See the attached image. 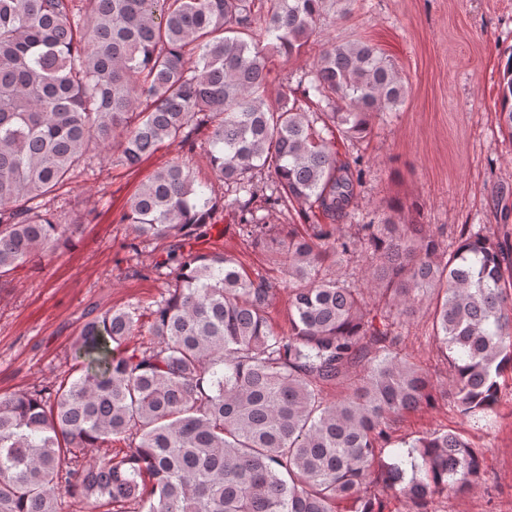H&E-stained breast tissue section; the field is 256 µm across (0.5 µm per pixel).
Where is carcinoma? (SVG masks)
<instances>
[{"instance_id": "1", "label": "carcinoma", "mask_w": 512, "mask_h": 512, "mask_svg": "<svg viewBox=\"0 0 512 512\" xmlns=\"http://www.w3.org/2000/svg\"><path fill=\"white\" fill-rule=\"evenodd\" d=\"M329 2L343 17L354 0H0V278L75 234L46 203L94 150L115 146L132 167L204 125L224 207L276 256L289 301L279 334L264 279L186 249L218 205L190 161L155 171L120 217L137 239H175L152 265L172 268L174 283L150 310L149 342L127 345L139 307L111 308L84 324L79 365L54 389L0 397V512H62L64 494L96 512H337L341 502L385 512L383 490L428 512L483 479L477 448L448 431L379 463L392 423L435 393L430 373L397 351L394 327L435 295L454 407L485 419L512 371V245L464 225L450 250L399 202L379 223L337 233L362 159L338 160L324 133L366 138L407 86L377 47L332 39L303 78L317 111L284 86L270 93V52H301ZM499 126L512 140V50ZM257 201L329 223L269 238ZM363 248L387 306L378 314L324 274ZM328 385L344 393L331 400ZM115 442L125 449L112 453Z\"/></svg>"}]
</instances>
